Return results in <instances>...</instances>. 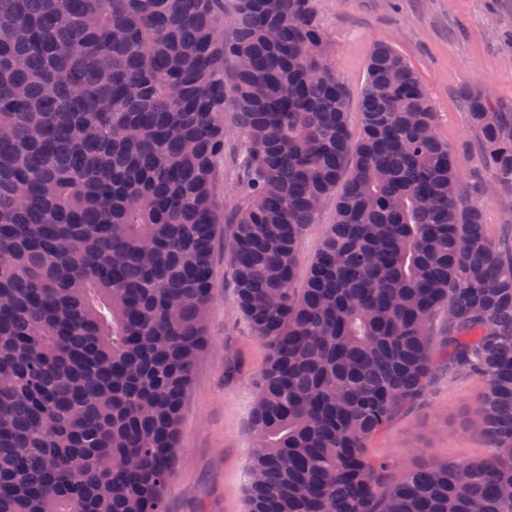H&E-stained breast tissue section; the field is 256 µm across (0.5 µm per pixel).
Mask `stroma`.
<instances>
[{"mask_svg": "<svg viewBox=\"0 0 512 512\" xmlns=\"http://www.w3.org/2000/svg\"><path fill=\"white\" fill-rule=\"evenodd\" d=\"M326 35L323 56L347 92L351 136L359 134V100L366 62L375 42L394 46L425 88L436 131L456 154L463 181L492 172L481 156L463 91L512 105V0H315ZM229 133L213 173L224 224L215 246L214 287L206 324L210 347L198 364L182 410L181 447L166 489L168 512H244L253 452L250 417L253 382L267 349L234 304L230 257L233 218L242 207L246 147L235 114H224ZM489 239L512 244V187L495 188L484 200ZM336 199L321 205L304 233L298 277H305L329 224ZM485 385L467 372L439 363L424 398L397 413L369 444L372 455L395 462L398 472L448 460H474L489 448L476 424Z\"/></svg>", "mask_w": 512, "mask_h": 512, "instance_id": "obj_1", "label": "stroma"}]
</instances>
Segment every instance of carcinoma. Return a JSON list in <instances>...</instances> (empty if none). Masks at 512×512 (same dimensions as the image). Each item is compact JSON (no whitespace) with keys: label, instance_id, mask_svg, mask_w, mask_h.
Returning a JSON list of instances; mask_svg holds the SVG:
<instances>
[{"label":"carcinoma","instance_id":"1","mask_svg":"<svg viewBox=\"0 0 512 512\" xmlns=\"http://www.w3.org/2000/svg\"><path fill=\"white\" fill-rule=\"evenodd\" d=\"M323 44L314 0H0V512H167L229 102L247 149L234 303L268 350L247 512H512V254L470 202L490 186L463 185L386 43L351 140ZM466 102L512 185V112ZM439 353L484 381L491 452L395 477L369 443ZM336 221V195L328 197L321 205L317 223L311 224L304 233L300 248L298 259V271L296 286H302L305 275L308 271L310 263L318 252L323 235L328 228L329 224Z\"/></svg>","mask_w":512,"mask_h":512}]
</instances>
